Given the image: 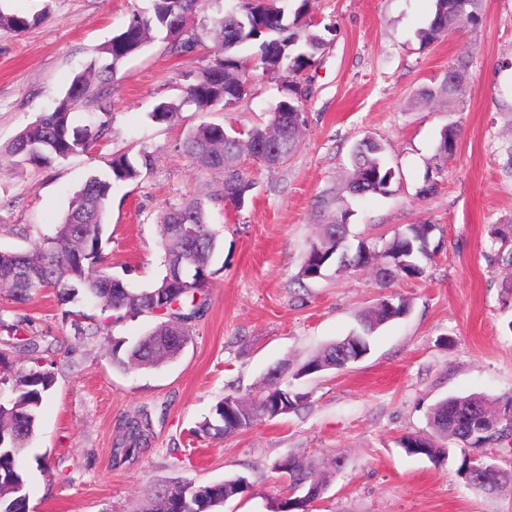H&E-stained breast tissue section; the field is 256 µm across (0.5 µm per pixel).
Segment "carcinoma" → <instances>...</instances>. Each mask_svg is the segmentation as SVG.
Returning a JSON list of instances; mask_svg holds the SVG:
<instances>
[{
	"label": "carcinoma",
	"mask_w": 512,
	"mask_h": 512,
	"mask_svg": "<svg viewBox=\"0 0 512 512\" xmlns=\"http://www.w3.org/2000/svg\"><path fill=\"white\" fill-rule=\"evenodd\" d=\"M204 0H151L148 11L135 13L111 39L103 43L88 67L74 76L63 96L49 112H42L35 122L22 130L0 164L13 167H48L86 150L102 138L111 122L110 104L94 97L93 86L112 80L117 67L140 53L154 38L164 32L171 37L170 51L182 55L193 49L208 52L207 63L194 72L174 97L159 102L150 116L162 123L179 120L183 112H209L217 106L230 108L252 91L251 56L244 51L258 45L259 66L270 74L286 72L291 79L283 82L282 95L269 113L268 121L245 132L233 126L201 122L192 127L181 143L183 153L201 172L215 174L205 196H193L166 209L160 217V261L164 274L152 286L132 288L110 272L103 255V237L114 184L134 182L143 171L154 168V154L145 152L137 159L126 155L108 161V172L92 175L74 193L63 220L52 233L39 236L23 250L0 251V289L14 304L23 305L45 291L55 294L59 305L89 300L121 320L126 315L148 314L156 318L155 327L135 343L112 339V361L124 370L159 366L179 353L188 336L190 323L200 317L207 305L205 286L217 273L213 268L218 249L219 230L210 224L208 210L219 203L237 208V197L254 186L242 162L250 157L268 170L288 162L304 139V89L294 77L307 69L326 45V39L315 29L309 17L310 0H300L288 14L289 0H238V6L225 9L219 16L195 21ZM481 0H435L434 12L426 26L418 30L426 44L437 41L453 29L475 27L480 21ZM45 13L0 12V28L23 32L44 19ZM464 68L450 65L441 80L422 90L421 100L432 104L442 97L463 95ZM89 102L97 103L98 120L92 125H74L73 114ZM282 124L280 140L260 145L264 131ZM458 144L454 125L440 133L437 156L447 159ZM352 171L346 184L354 199L369 195L386 196L392 192L395 169L389 165L382 145L364 139L351 155ZM346 208L327 215L321 235L314 240L300 268V276L324 277L334 269L356 270L361 262L376 260L377 253L364 242L349 244V218ZM196 230L190 249L177 234L175 225L181 220ZM436 225L429 221L409 224L386 242L382 257L399 263L393 274L382 279L393 281L418 278L424 274L422 260L429 258L430 240ZM190 253L193 265L186 270L182 259ZM399 311L389 312L382 303L359 316V329L340 340L356 344L357 353L370 350L372 337L386 323L407 313L408 304L398 299ZM0 512H27L30 480L27 467L19 460L40 423L43 402L51 394L56 373L46 364L53 343L44 336H31L18 324L0 318ZM332 345L301 364L292 374L299 381L331 369H342L344 361ZM33 362L30 367L16 365L15 357ZM308 393L279 374L268 377L262 390L245 400L227 395L216 404L209 417L197 426V433L208 437H224L250 428L254 423L271 418L280 409L295 412L307 401ZM492 410L479 396H451L437 402L429 413L430 432L411 434L401 440L409 455H422L438 462L449 454V448L438 439L456 436L455 444L463 452L459 474L474 465L471 452L484 447L496 436L512 429V398L501 410L504 419L491 430L481 420L471 426L469 436L460 431L469 423L468 416L483 415ZM123 446L114 457L119 463L141 450L149 437L148 419L134 416L123 420ZM285 473L286 494L276 512H309L318 496H307L305 490L313 482L323 487L331 475L318 471L313 462H302L292 456L274 465ZM251 491L245 477L236 475L207 484H175L151 493L144 512H215L227 500Z\"/></svg>",
	"instance_id": "cac0c4a2"
}]
</instances>
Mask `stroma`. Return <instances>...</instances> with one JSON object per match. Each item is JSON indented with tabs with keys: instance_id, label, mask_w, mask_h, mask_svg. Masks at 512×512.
<instances>
[{
	"instance_id": "35a3bbf8",
	"label": "stroma",
	"mask_w": 512,
	"mask_h": 512,
	"mask_svg": "<svg viewBox=\"0 0 512 512\" xmlns=\"http://www.w3.org/2000/svg\"><path fill=\"white\" fill-rule=\"evenodd\" d=\"M150 0H0V10L45 12L17 34L0 29V150L54 108L75 73ZM433 0H312L311 17L330 26L328 44L301 76L306 135L287 165L245 168L255 186L244 208L213 206L219 271L207 308L190 325L182 353L159 367L126 372L111 341L135 342L147 315L95 334L105 314L84 303L62 310L51 293L17 307L0 292V318L57 340L55 388L27 454L35 512H142L147 492L174 484L246 477L251 492L216 512H274L283 485L275 461L292 455L320 468L339 459L310 512H512V491L484 493L447 460L407 454L403 436L428 429L430 408L451 395L512 398V0H482L476 28L431 44L417 31ZM207 53H170L155 39L123 62L109 86L108 134L46 168L0 165V250L30 246L59 224L73 191L106 171L112 156L156 154L153 170L114 186L104 252L114 275L144 288L162 274L159 216L208 191L179 144L191 126L247 129L280 97V77L257 75L254 96L230 109L188 112L175 123L150 114L202 67ZM466 63L467 93L436 107L420 92L448 66ZM459 130L454 156L437 165L441 130ZM380 141L397 177L388 196L352 203L351 243H377L406 225L436 226L423 276L381 285L363 272L308 280L299 270L321 229L323 198H342L350 155L363 138ZM440 166L438 190L419 191ZM392 294L408 313L382 326L369 353L341 370L306 377L310 402L296 412L223 437L195 428L224 395L255 393L271 371L290 372L347 336L357 316ZM83 335H76V328ZM147 414L149 442L114 463L121 423Z\"/></svg>"
}]
</instances>
